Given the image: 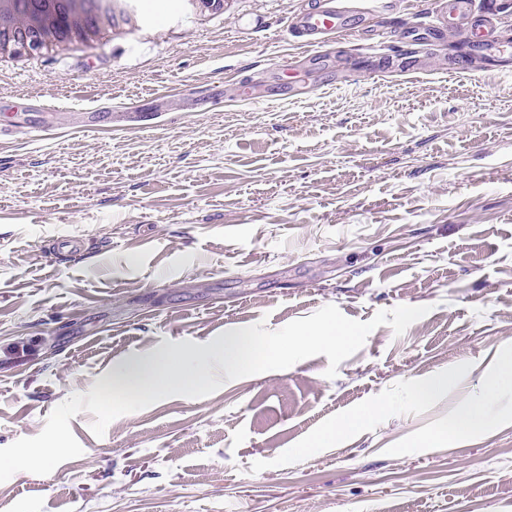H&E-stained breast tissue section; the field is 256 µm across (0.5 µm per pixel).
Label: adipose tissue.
<instances>
[{"label":"adipose tissue","mask_w":512,"mask_h":512,"mask_svg":"<svg viewBox=\"0 0 512 512\" xmlns=\"http://www.w3.org/2000/svg\"><path fill=\"white\" fill-rule=\"evenodd\" d=\"M512 388V348L500 358L495 374L486 378L482 397L460 405L448 421V432L465 437L479 436L490 430L501 419L500 413L492 408V402L504 387Z\"/></svg>","instance_id":"adipose-tissue-1"}]
</instances>
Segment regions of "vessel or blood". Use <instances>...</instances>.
<instances>
[{
	"label": "vessel or blood",
	"instance_id": "vessel-or-blood-1",
	"mask_svg": "<svg viewBox=\"0 0 512 512\" xmlns=\"http://www.w3.org/2000/svg\"><path fill=\"white\" fill-rule=\"evenodd\" d=\"M498 13L494 0H434L429 16L394 30L400 50L389 66L404 76L419 74L421 49L443 41L451 31L460 35L467 53L450 59L449 71L467 70L472 56L488 63L503 62V49L512 45V33L499 27ZM288 30L301 58L323 63L327 60L323 48L328 43L377 32L378 23L366 0H306Z\"/></svg>",
	"mask_w": 512,
	"mask_h": 512
}]
</instances>
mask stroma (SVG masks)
I'll return each instance as SVG.
<instances>
[{
	"mask_svg": "<svg viewBox=\"0 0 512 512\" xmlns=\"http://www.w3.org/2000/svg\"><path fill=\"white\" fill-rule=\"evenodd\" d=\"M153 0L121 38L0 68V448L129 360L275 331L332 304L400 305L326 377V356L70 420L81 456L0 483V512H512V423L437 447L512 344V72L373 75L384 40L293 64L304 0L201 20ZM300 87V98L274 86ZM106 112L99 126L87 112ZM81 237L61 261L46 248ZM460 371L426 399L415 384ZM384 406L313 447L327 428Z\"/></svg>",
	"mask_w": 512,
	"mask_h": 512,
	"instance_id": "1",
	"label": "stroma"
}]
</instances>
